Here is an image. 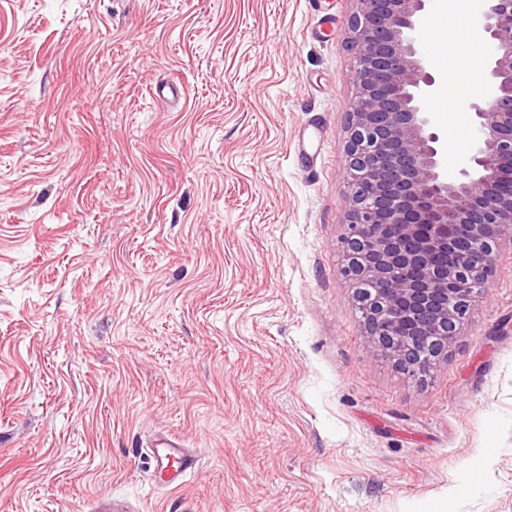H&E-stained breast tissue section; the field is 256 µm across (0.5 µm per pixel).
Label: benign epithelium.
Masks as SVG:
<instances>
[{
	"label": "benign epithelium",
	"instance_id": "benign-epithelium-1",
	"mask_svg": "<svg viewBox=\"0 0 512 512\" xmlns=\"http://www.w3.org/2000/svg\"><path fill=\"white\" fill-rule=\"evenodd\" d=\"M356 59L346 127L345 276L370 347L423 377L448 357L512 242V0H480L491 92L468 99L475 140L457 174L424 103L436 78L418 43L429 0H351Z\"/></svg>",
	"mask_w": 512,
	"mask_h": 512
}]
</instances>
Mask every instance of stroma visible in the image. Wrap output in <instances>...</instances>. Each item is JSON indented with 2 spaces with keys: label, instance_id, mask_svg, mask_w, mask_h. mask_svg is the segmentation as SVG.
<instances>
[{
  "label": "stroma",
  "instance_id": "1",
  "mask_svg": "<svg viewBox=\"0 0 512 512\" xmlns=\"http://www.w3.org/2000/svg\"><path fill=\"white\" fill-rule=\"evenodd\" d=\"M351 10L0 0V512H512V245L422 378L343 274ZM151 453L155 471L166 476L165 482L172 490L181 487L187 471L196 467L195 455L171 439L160 443L156 448H151Z\"/></svg>",
  "mask_w": 512,
  "mask_h": 512
}]
</instances>
